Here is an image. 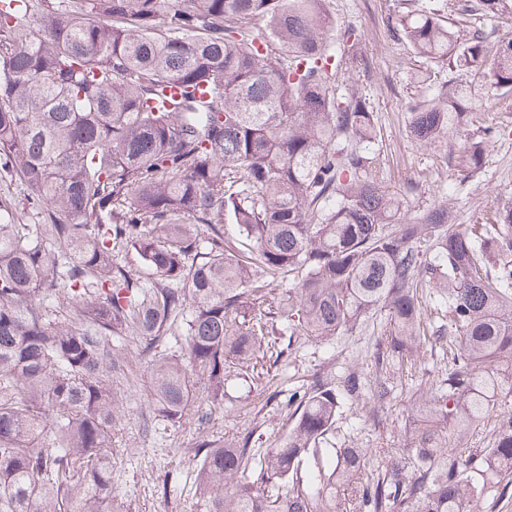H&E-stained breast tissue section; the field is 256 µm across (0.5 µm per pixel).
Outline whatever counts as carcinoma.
<instances>
[{"label": "carcinoma", "mask_w": 512, "mask_h": 512, "mask_svg": "<svg viewBox=\"0 0 512 512\" xmlns=\"http://www.w3.org/2000/svg\"><path fill=\"white\" fill-rule=\"evenodd\" d=\"M476 7L512 14V0ZM335 29L328 0H0V173L35 218L0 207V512H116L112 342L127 331L145 355L185 337L149 368L152 405L179 423L195 385L224 400L227 365L261 374L294 337L351 335L378 311L395 336L376 359L400 373L421 340L459 339L408 447L366 486L375 448H336L302 476L362 397L354 373L319 380L289 395L280 446L197 442L208 512H476L507 493L512 207L452 224L441 205L390 228L402 201L372 173L373 113L335 85L358 38ZM393 35L458 73L411 108L416 139L512 95L511 37L462 38L420 7ZM486 147L469 139L468 171ZM489 429L490 447L463 446Z\"/></svg>", "instance_id": "carcinoma-1"}]
</instances>
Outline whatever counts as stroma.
Returning a JSON list of instances; mask_svg holds the SVG:
<instances>
[{"label":"stroma","instance_id":"35a3bbf8","mask_svg":"<svg viewBox=\"0 0 512 512\" xmlns=\"http://www.w3.org/2000/svg\"><path fill=\"white\" fill-rule=\"evenodd\" d=\"M337 33L355 30L359 41L346 54L336 76L343 94L365 99L380 131L375 147L377 180L400 193L404 206L396 220L414 224L432 208L447 206L456 224H478L489 211L512 201V99L497 101L477 122L488 132L483 166L469 172L460 165L464 140L444 138L423 144L411 134V107L426 87L414 85V70L436 71L394 37L392 25L402 0H329ZM391 333L384 314L368 318L350 336L316 341L295 337L288 352L267 375L245 383L229 378L223 406L203 424L196 416L171 423L149 404L150 379L140 338L127 335L115 355L123 364L112 378L120 411L112 429V494L120 512H208L198 493L200 462L193 450L204 437L230 443L249 438L255 451L278 446L292 420L288 396L315 380L336 383L349 373L364 383L359 402L344 403L330 448H402L416 418L422 392L435 386L441 367L429 352H418L411 374L398 377L378 366L379 344Z\"/></svg>","mask_w":512,"mask_h":512}]
</instances>
